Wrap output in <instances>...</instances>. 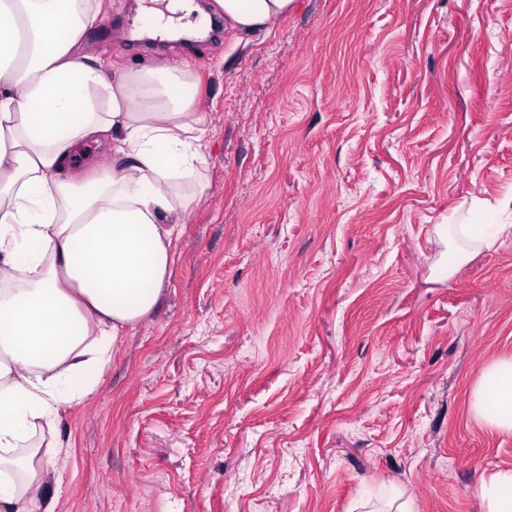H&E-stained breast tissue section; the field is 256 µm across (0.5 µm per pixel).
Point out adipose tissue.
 <instances>
[{
	"label": "adipose tissue",
	"mask_w": 512,
	"mask_h": 512,
	"mask_svg": "<svg viewBox=\"0 0 512 512\" xmlns=\"http://www.w3.org/2000/svg\"><path fill=\"white\" fill-rule=\"evenodd\" d=\"M251 34L295 0H215ZM100 0H0V512H53L45 456L20 444L92 394L122 336L156 308L171 275L178 213L201 199L207 148L188 76L83 54ZM107 141L112 161L79 169ZM473 417L512 431V357L472 388ZM483 512H512V469L484 477Z\"/></svg>",
	"instance_id": "1"
}]
</instances>
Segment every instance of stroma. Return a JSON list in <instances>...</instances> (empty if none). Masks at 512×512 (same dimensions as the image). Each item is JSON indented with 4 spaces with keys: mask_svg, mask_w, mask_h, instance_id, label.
Masks as SVG:
<instances>
[{
    "mask_svg": "<svg viewBox=\"0 0 512 512\" xmlns=\"http://www.w3.org/2000/svg\"><path fill=\"white\" fill-rule=\"evenodd\" d=\"M105 79L196 85L209 186L154 312L46 466L55 512H482L512 433L468 396L512 356V234L451 277L435 233L512 194V0H295L249 35L137 37L166 0H102Z\"/></svg>",
    "mask_w": 512,
    "mask_h": 512,
    "instance_id": "35a3bbf8",
    "label": "stroma"
}]
</instances>
